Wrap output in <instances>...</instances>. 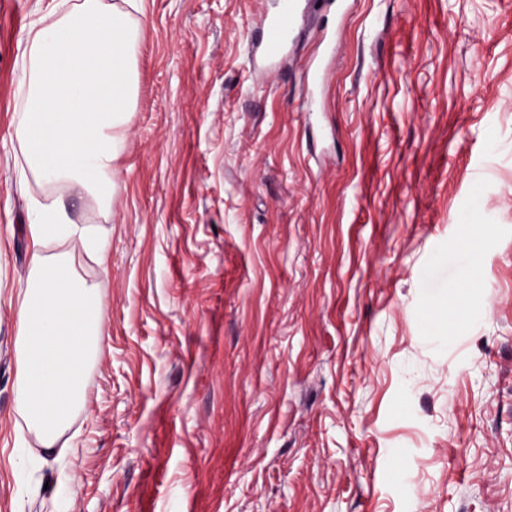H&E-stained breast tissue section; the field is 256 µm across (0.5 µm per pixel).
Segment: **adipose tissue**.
Masks as SVG:
<instances>
[{"instance_id":"ef3b65f1","label":"adipose tissue","mask_w":512,"mask_h":512,"mask_svg":"<svg viewBox=\"0 0 512 512\" xmlns=\"http://www.w3.org/2000/svg\"><path fill=\"white\" fill-rule=\"evenodd\" d=\"M142 0H47L21 52L14 139L26 171L48 187L108 200L110 175L135 110ZM26 227L33 284L18 295L17 400L27 430L47 449L84 398L89 355L106 333L95 286L76 281L49 244L77 236L99 264L109 243L78 227L62 199L31 201Z\"/></svg>"}]
</instances>
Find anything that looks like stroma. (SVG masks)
Wrapping results in <instances>:
<instances>
[{"mask_svg": "<svg viewBox=\"0 0 512 512\" xmlns=\"http://www.w3.org/2000/svg\"><path fill=\"white\" fill-rule=\"evenodd\" d=\"M279 2L143 0L112 202L63 197L109 264L49 248L108 335L59 458L9 304L44 4L0 0V512H512V0H317L268 71Z\"/></svg>", "mask_w": 512, "mask_h": 512, "instance_id": "1", "label": "stroma"}]
</instances>
